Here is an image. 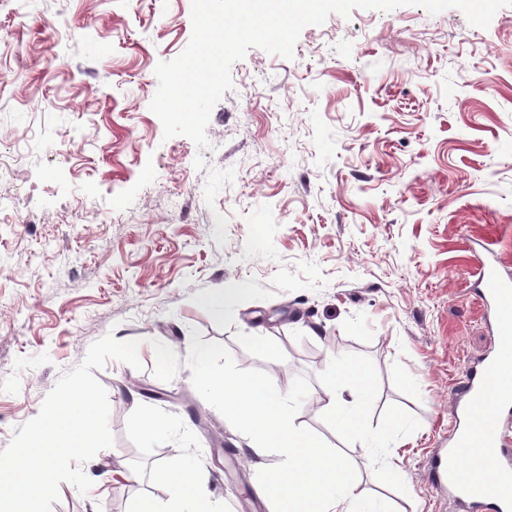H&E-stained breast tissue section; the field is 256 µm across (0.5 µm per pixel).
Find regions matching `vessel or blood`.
Wrapping results in <instances>:
<instances>
[{
	"instance_id": "obj_1",
	"label": "vessel or blood",
	"mask_w": 512,
	"mask_h": 512,
	"mask_svg": "<svg viewBox=\"0 0 512 512\" xmlns=\"http://www.w3.org/2000/svg\"><path fill=\"white\" fill-rule=\"evenodd\" d=\"M471 276L493 348L468 366L460 383L450 440L432 463L433 479L472 512H512V276L482 253Z\"/></svg>"
}]
</instances>
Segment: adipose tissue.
<instances>
[{
  "instance_id": "1",
  "label": "adipose tissue",
  "mask_w": 512,
  "mask_h": 512,
  "mask_svg": "<svg viewBox=\"0 0 512 512\" xmlns=\"http://www.w3.org/2000/svg\"><path fill=\"white\" fill-rule=\"evenodd\" d=\"M369 379L368 373L354 365L338 367L333 384L328 387V409L338 422L340 432L352 439H361L365 433V403L345 399L340 386L362 392ZM157 480L167 489V499L157 503L152 498L141 499L136 512H215L202 494V476L195 466L178 462L159 466Z\"/></svg>"
}]
</instances>
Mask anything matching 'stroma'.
I'll list each match as a JSON object with an SVG mask.
<instances>
[{"label": "stroma", "mask_w": 512, "mask_h": 512, "mask_svg": "<svg viewBox=\"0 0 512 512\" xmlns=\"http://www.w3.org/2000/svg\"><path fill=\"white\" fill-rule=\"evenodd\" d=\"M192 0H0V450L106 334L141 369L97 370L111 448L61 483L52 512L165 501L159 463L194 462L220 512H269L268 460L195 390L192 332L281 391L306 377L299 426L340 449L359 495L396 512H463L427 462L462 370L490 349L469 271L512 273V6L487 28L450 8L354 9L305 26L293 59L253 48L211 112L208 150L164 139L159 62L190 41ZM204 156L206 169L194 166ZM235 168L206 204L207 168ZM370 375L342 437L326 386ZM166 430L145 438L140 415ZM369 374L359 366H341L335 370L333 380L327 389L329 396L328 409L337 419L340 432L351 438L361 439L365 433V410L364 402L347 400L343 393L336 390V384L340 387L345 385L352 390L367 394L366 386Z\"/></svg>", "instance_id": "1"}]
</instances>
